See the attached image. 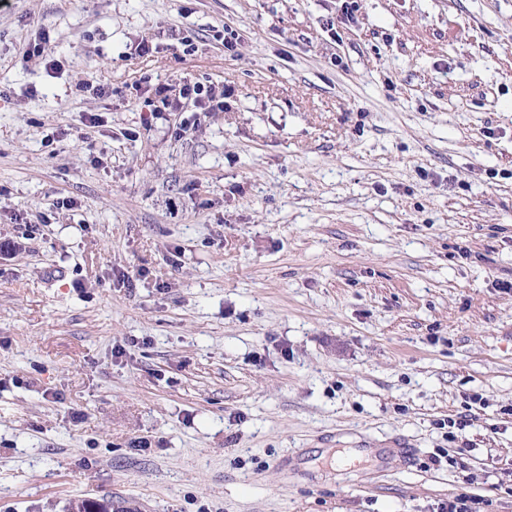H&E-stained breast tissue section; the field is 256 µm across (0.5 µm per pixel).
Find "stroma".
I'll return each mask as SVG.
<instances>
[{
	"label": "stroma",
	"mask_w": 512,
	"mask_h": 512,
	"mask_svg": "<svg viewBox=\"0 0 512 512\" xmlns=\"http://www.w3.org/2000/svg\"><path fill=\"white\" fill-rule=\"evenodd\" d=\"M1 237L0 512H512V0H0ZM234 93L233 88L224 85V91L217 93L211 86H205L199 83H184L179 89L178 96L169 100L168 96L161 99L164 108H169L170 111L179 110L180 98L192 102L195 108L194 112H217L224 111V107Z\"/></svg>",
	"instance_id": "stroma-1"
}]
</instances>
